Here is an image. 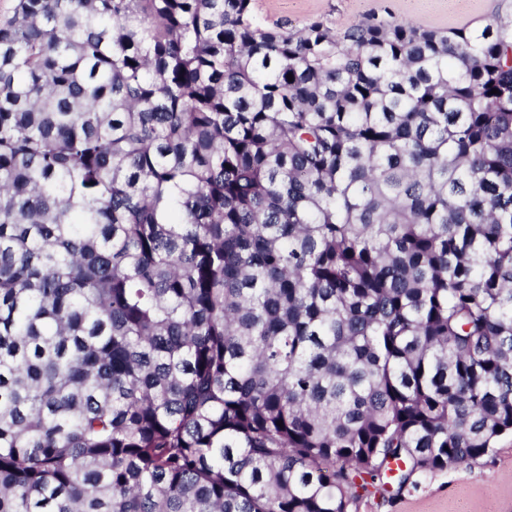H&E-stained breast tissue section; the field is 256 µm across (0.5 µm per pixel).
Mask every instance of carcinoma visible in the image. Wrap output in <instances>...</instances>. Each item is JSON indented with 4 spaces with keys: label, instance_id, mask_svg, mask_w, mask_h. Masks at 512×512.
<instances>
[{
    "label": "carcinoma",
    "instance_id": "obj_1",
    "mask_svg": "<svg viewBox=\"0 0 512 512\" xmlns=\"http://www.w3.org/2000/svg\"><path fill=\"white\" fill-rule=\"evenodd\" d=\"M508 433L512 14L16 0L0 512H349ZM263 24L299 28L321 19L341 31L362 19L408 20L423 27L448 28L484 25L496 14H510L512 0H254Z\"/></svg>",
    "mask_w": 512,
    "mask_h": 512
}]
</instances>
